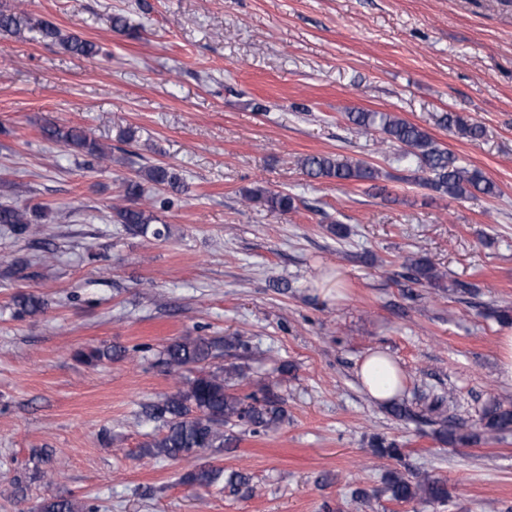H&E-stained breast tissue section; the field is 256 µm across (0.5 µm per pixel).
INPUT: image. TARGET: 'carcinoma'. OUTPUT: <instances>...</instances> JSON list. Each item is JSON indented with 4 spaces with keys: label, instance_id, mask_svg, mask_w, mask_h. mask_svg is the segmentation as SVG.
I'll return each mask as SVG.
<instances>
[{
    "label": "carcinoma",
    "instance_id": "cac0c4a2",
    "mask_svg": "<svg viewBox=\"0 0 512 512\" xmlns=\"http://www.w3.org/2000/svg\"><path fill=\"white\" fill-rule=\"evenodd\" d=\"M27 24L72 54L94 57L100 53L95 43L75 34H64L48 21L29 18ZM21 25L22 20L16 14L0 10V31L17 33ZM347 118L366 132L380 133L381 143L398 149L403 157L414 160L417 169L426 174L424 183L433 190L453 199L476 194L488 197L497 195L492 181L480 171L461 165L452 152L437 144L418 125L392 113L360 109L348 112ZM440 123L448 130L455 129L472 140H479L485 135L483 126L468 121L456 112L443 114ZM42 133L78 155L94 160L108 156L100 142L77 127L50 122L43 126ZM298 164L312 179L368 183L370 188L382 190L377 185L382 177L380 170L363 160L311 154L299 159ZM145 182L174 192L183 188L174 168L146 166L139 170L137 178L124 181V192L121 203L114 207V218L132 235L150 233L154 238L161 239L168 232V227H157V216L141 203ZM245 199L282 214L296 208L293 195L264 186L247 190ZM0 224L4 232L19 236H32L40 232L27 209L9 204H0ZM407 270L408 279L419 284L432 286L446 277V273L422 257L410 260ZM17 306L21 312L33 315L44 311L46 303L29 294L20 296ZM231 344L230 338L184 336L172 341L160 352L163 365L169 369H185L190 375L184 377L182 386L168 394L162 402L144 406L146 417L161 422V428L159 433L148 435V440L142 445L143 455L176 461L208 450L215 452L231 443L235 428L244 427L253 434H268L277 431L285 422L287 410L284 401L273 394L271 383L259 380L255 383V391L245 396L230 392V380L241 376V372L216 364L214 360L222 357L224 348ZM120 355L121 352L116 350L96 349L80 354L79 358L88 365H94L104 358L112 359ZM442 405L443 400L438 398L430 406V411L439 419L436 439L446 445H468L476 441L477 435L464 434L459 427L448 424ZM481 429L488 437L511 430L512 409L498 404L489 406L481 419ZM185 482L204 488L222 482L237 492L249 488V479L244 474L232 472L226 475L223 469L213 466L199 467L187 475ZM384 483L391 499L397 502L426 504L448 501L445 482L429 474L405 475L390 470L385 474ZM39 512H79V506L71 499L49 497L43 499Z\"/></svg>",
    "mask_w": 512,
    "mask_h": 512
}]
</instances>
